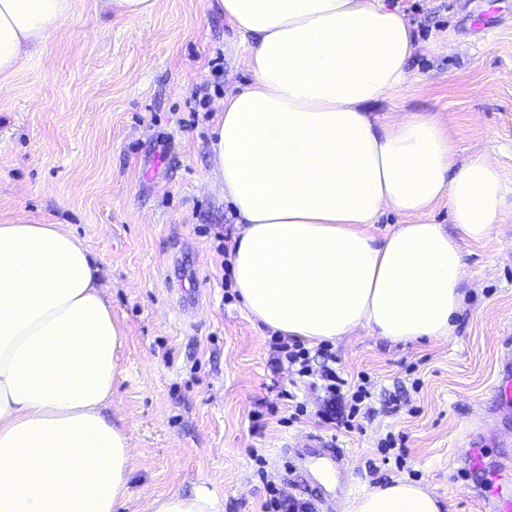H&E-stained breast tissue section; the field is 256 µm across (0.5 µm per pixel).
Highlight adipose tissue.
<instances>
[{"label":"adipose tissue","mask_w":512,"mask_h":512,"mask_svg":"<svg viewBox=\"0 0 512 512\" xmlns=\"http://www.w3.org/2000/svg\"><path fill=\"white\" fill-rule=\"evenodd\" d=\"M246 39L251 85L213 121L211 173L239 232L235 288L258 324L311 345L366 328L389 341L451 336L465 292L463 243H483L512 209L496 159H459L438 115L368 105L411 80L420 50L386 0H206ZM74 0H0V82L45 45ZM447 201L459 229L428 222ZM387 211L404 217L376 237ZM91 252L60 224H0V512H120L134 448L102 413L125 328ZM395 479L346 512H444ZM148 512H222L200 489Z\"/></svg>","instance_id":"1"}]
</instances>
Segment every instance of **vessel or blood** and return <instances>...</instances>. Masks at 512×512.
<instances>
[{
    "label": "vessel or blood",
    "mask_w": 512,
    "mask_h": 512,
    "mask_svg": "<svg viewBox=\"0 0 512 512\" xmlns=\"http://www.w3.org/2000/svg\"><path fill=\"white\" fill-rule=\"evenodd\" d=\"M495 404L512 415V349L500 360L499 378L494 387ZM290 453L301 481L315 491L316 501L330 506L341 498L348 483L349 460L339 439L322 433H307L294 441ZM489 512H512V477L495 472L485 491Z\"/></svg>",
    "instance_id": "b4317fda"
}]
</instances>
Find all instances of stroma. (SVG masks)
Instances as JSON below:
<instances>
[{
    "label": "stroma",
    "mask_w": 512,
    "mask_h": 512,
    "mask_svg": "<svg viewBox=\"0 0 512 512\" xmlns=\"http://www.w3.org/2000/svg\"><path fill=\"white\" fill-rule=\"evenodd\" d=\"M396 3L441 50L418 55L413 80L380 111L438 114L459 156L489 151L512 179V0ZM250 81L238 36L203 0H160L136 20L74 0L0 90V224L72 229L100 262L126 330L104 410L124 422L135 453L122 512L201 486L223 512H259L269 482L311 495L283 445L317 431L322 395L272 365V333L246 313L223 267L234 221L211 173V126L225 95ZM464 251L452 336L393 344L360 328L331 346L345 375L373 383L360 429H335L351 450L350 496L405 478L449 512H481L476 494L498 449L470 467L464 427L493 412L500 356L512 346V211ZM180 282L195 303L189 317L170 295ZM389 434L405 443L403 463L384 459L378 443Z\"/></svg>",
    "instance_id": "stroma-1"
}]
</instances>
